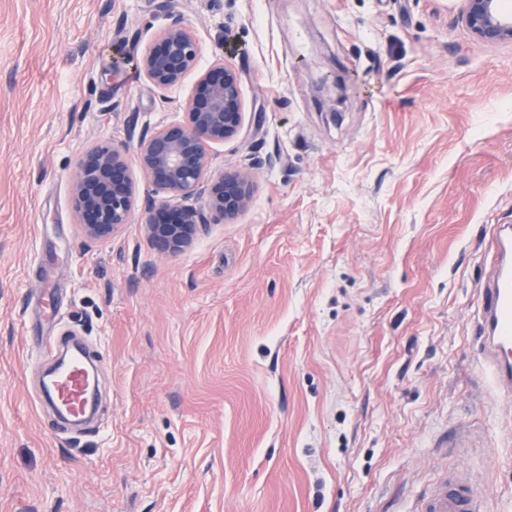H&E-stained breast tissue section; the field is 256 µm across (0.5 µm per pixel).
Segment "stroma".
Returning <instances> with one entry per match:
<instances>
[{"label": "stroma", "instance_id": "obj_1", "mask_svg": "<svg viewBox=\"0 0 512 512\" xmlns=\"http://www.w3.org/2000/svg\"><path fill=\"white\" fill-rule=\"evenodd\" d=\"M462 0H0V512H412L464 469L512 512L511 404L478 368L491 227L512 224V43ZM178 13L228 60L243 124L213 167L248 206L180 252L144 132L197 75L137 59ZM125 145L136 205L78 232L70 182ZM100 354L102 425L36 402L39 336Z\"/></svg>", "mask_w": 512, "mask_h": 512}]
</instances>
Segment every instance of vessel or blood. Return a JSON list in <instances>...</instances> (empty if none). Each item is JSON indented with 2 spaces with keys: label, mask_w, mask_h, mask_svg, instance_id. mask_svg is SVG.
<instances>
[{
  "label": "vessel or blood",
  "mask_w": 512,
  "mask_h": 512,
  "mask_svg": "<svg viewBox=\"0 0 512 512\" xmlns=\"http://www.w3.org/2000/svg\"><path fill=\"white\" fill-rule=\"evenodd\" d=\"M491 259L481 289L476 328L482 371L506 397L512 396V225L492 228ZM43 358L54 366L40 384V404L77 416L86 406V370L93 353L69 336L38 339ZM489 496L460 470L448 473L420 501L418 512H489Z\"/></svg>",
  "instance_id": "vessel-or-blood-1"
}]
</instances>
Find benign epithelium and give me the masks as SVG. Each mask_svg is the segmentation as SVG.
<instances>
[{
	"mask_svg": "<svg viewBox=\"0 0 512 512\" xmlns=\"http://www.w3.org/2000/svg\"><path fill=\"white\" fill-rule=\"evenodd\" d=\"M462 20L470 32L487 43L512 42V16L500 0H463ZM198 45L179 17L150 43L137 60L147 80L159 90L175 88L195 68ZM243 122L240 79L235 68L219 60L200 72L196 88L185 103L183 120L144 133L138 160L156 189L170 197H190L208 182L203 207L172 209L148 205L143 228L162 251L175 253L200 224L226 219L245 209L248 176L211 170V143L235 136ZM71 195L84 236L93 241L112 239L127 223L135 205L133 182L123 150L96 146L78 163Z\"/></svg>",
	"mask_w": 512,
	"mask_h": 512,
	"instance_id": "obj_1",
	"label": "benign epithelium"
}]
</instances>
